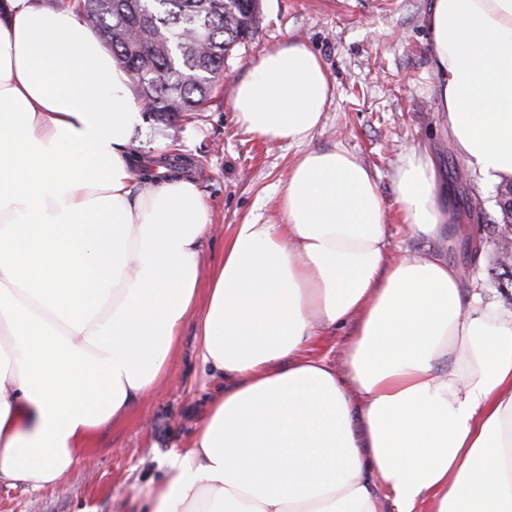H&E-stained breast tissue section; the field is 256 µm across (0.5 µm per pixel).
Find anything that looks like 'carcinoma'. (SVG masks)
Instances as JSON below:
<instances>
[{
  "label": "carcinoma",
  "mask_w": 512,
  "mask_h": 512,
  "mask_svg": "<svg viewBox=\"0 0 512 512\" xmlns=\"http://www.w3.org/2000/svg\"><path fill=\"white\" fill-rule=\"evenodd\" d=\"M74 6L104 35L143 111L167 130L175 116L212 98L228 51L263 20L259 0H74ZM498 208L497 246L512 230V209Z\"/></svg>",
  "instance_id": "obj_1"
}]
</instances>
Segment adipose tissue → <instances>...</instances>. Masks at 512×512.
Masks as SVG:
<instances>
[{"mask_svg": "<svg viewBox=\"0 0 512 512\" xmlns=\"http://www.w3.org/2000/svg\"><path fill=\"white\" fill-rule=\"evenodd\" d=\"M426 25L457 156L512 177V0H432ZM332 91L292 41L231 107L245 132L303 144ZM140 109L74 7L0 0V482L58 485L77 439L167 375L196 314L225 386L151 512H512V307L444 256L387 259L385 196L339 144L303 153L281 223L232 225L202 279L210 208L193 181L140 182ZM393 185L410 236L473 239L428 149L399 156ZM348 322L343 363L309 353Z\"/></svg>", "mask_w": 512, "mask_h": 512, "instance_id": "1", "label": "adipose tissue"}]
</instances>
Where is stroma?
<instances>
[{
  "label": "stroma",
  "mask_w": 512,
  "mask_h": 512,
  "mask_svg": "<svg viewBox=\"0 0 512 512\" xmlns=\"http://www.w3.org/2000/svg\"><path fill=\"white\" fill-rule=\"evenodd\" d=\"M430 0H262L264 21L252 39L224 60V76L200 111L179 116L175 130L159 129L149 114L138 112L133 137L138 152L152 156L171 143L172 152L190 158V178L212 214V231L200 254L202 275L224 258V239L232 225L247 220L281 221L277 188L306 148L342 144L374 173L387 200L389 255L398 250L441 248L439 242L409 237L403 230L392 176L397 156L426 144L446 184L456 185L449 200L468 216L481 198L480 223L499 221L498 185L480 177L457 184L456 155L443 132L431 90L432 62L424 17ZM299 40L322 58L334 91L322 126L309 146L271 144L239 127L230 97L252 61L265 51ZM479 262L469 263L458 248L445 255L458 266H473L489 300L512 305V289L498 287L492 234L484 236ZM196 319L181 329L168 376L140 401L122 423L91 432L76 448L80 462L54 487L0 483V512H150L153 492L168 478L169 455L182 450L206 417L222 385L199 356Z\"/></svg>",
  "instance_id": "obj_1"
}]
</instances>
